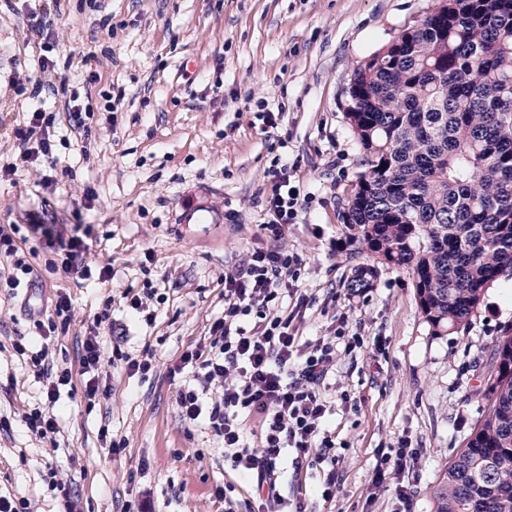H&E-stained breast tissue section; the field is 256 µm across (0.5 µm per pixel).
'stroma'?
Returning <instances> with one entry per match:
<instances>
[{"label":"stroma","mask_w":512,"mask_h":512,"mask_svg":"<svg viewBox=\"0 0 512 512\" xmlns=\"http://www.w3.org/2000/svg\"><path fill=\"white\" fill-rule=\"evenodd\" d=\"M439 0H0V225L87 224L89 261L112 266L108 283L73 280L47 267L43 244L23 246L30 287L0 288V495L28 499L31 512H58L49 486L70 483L82 512H224L216 491H244L209 430L183 425L173 359L207 335L224 311V274L248 252L272 247L261 228V191L280 143L311 198L281 242L301 259L298 285L310 303L296 326L302 341L342 330L362 337L340 354L322 392L331 405L336 490L324 501L322 468L280 466L278 490L306 512H432L430 491L485 410L475 391L497 338L512 331V278L489 288L468 325L432 333L405 270H381L374 288L348 295L353 265L345 204L359 173L347 119L358 66L420 23ZM53 29L28 35L32 16ZM55 60L66 90L30 99L27 77ZM86 110V131L68 122L69 93ZM284 108L277 126L258 102ZM54 119L56 168L25 164L14 135L34 108ZM16 164L8 175L4 166ZM93 202H86V194ZM157 291L155 324L131 319L127 289ZM70 295L72 321L49 354L74 364L96 313L122 324L123 352L154 353L152 370L128 376L108 366L109 396L61 393L56 443L20 420L41 385L15 346L35 352L36 317ZM410 438L421 454L409 503L387 474L375 501L379 448ZM125 441L120 455L111 441Z\"/></svg>","instance_id":"obj_1"}]
</instances>
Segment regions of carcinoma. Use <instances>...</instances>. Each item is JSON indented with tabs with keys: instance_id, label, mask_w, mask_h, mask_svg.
<instances>
[{
	"instance_id": "obj_1",
	"label": "carcinoma",
	"mask_w": 512,
	"mask_h": 512,
	"mask_svg": "<svg viewBox=\"0 0 512 512\" xmlns=\"http://www.w3.org/2000/svg\"><path fill=\"white\" fill-rule=\"evenodd\" d=\"M383 57L359 66L347 117L362 171L345 204L352 295L381 269L413 276L433 334L469 323L512 275V0H439ZM492 357L512 362V336ZM480 427L444 467L433 512H512V372L488 392ZM490 472L469 473L474 459Z\"/></svg>"
}]
</instances>
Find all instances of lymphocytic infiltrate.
Segmentation results:
<instances>
[{
    "label": "lymphocytic infiltrate",
    "instance_id": "1",
    "mask_svg": "<svg viewBox=\"0 0 512 512\" xmlns=\"http://www.w3.org/2000/svg\"><path fill=\"white\" fill-rule=\"evenodd\" d=\"M51 118L42 110L31 112L15 136L23 146L21 159L33 164L52 159ZM286 158L275 157L270 184L264 194L262 228L277 248L249 252L243 262L224 276V314L210 325L209 334L184 350L168 369L179 381L177 407L190 427L210 430L224 450V459L249 484L244 512H270L278 502L276 480L284 454H291L295 470L331 462L335 443L327 429L330 404L321 387L336 365L339 353H352L360 337L337 347L335 338L301 342L294 322L306 296L300 292L297 254L281 246L283 225L293 223L308 203L293 180ZM30 232L54 254L51 269L86 280L112 278L108 264L86 261L89 228L79 224H33ZM292 306H285V299ZM72 302L57 294L54 319L34 320L40 349L32 357L43 385L44 404L23 414L26 427L43 440H54L58 423L54 407L61 388L81 385L87 400L101 389L104 362L99 330L109 312L95 315L83 343L77 368L50 364L48 350L59 328L71 319ZM257 423L259 444L251 446L246 428Z\"/></svg>",
    "mask_w": 512,
    "mask_h": 512
}]
</instances>
